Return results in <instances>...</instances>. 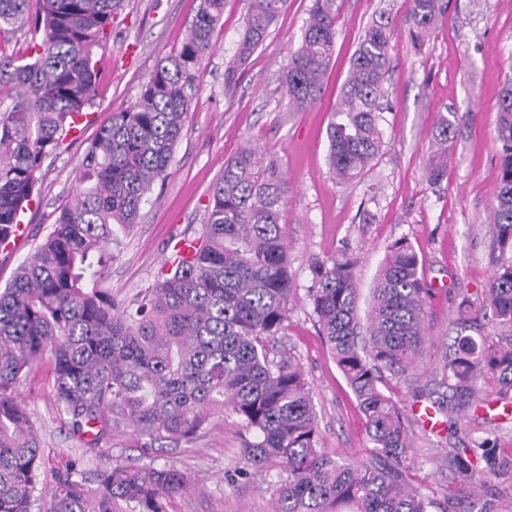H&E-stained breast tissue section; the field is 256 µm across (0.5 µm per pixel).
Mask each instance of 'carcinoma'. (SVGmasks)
I'll use <instances>...</instances> for the list:
<instances>
[{"mask_svg":"<svg viewBox=\"0 0 512 512\" xmlns=\"http://www.w3.org/2000/svg\"><path fill=\"white\" fill-rule=\"evenodd\" d=\"M124 0H0V32L30 35L27 52H0V246L36 192L44 158L96 99L93 50ZM407 34L419 45L443 11L442 0H410ZM287 0H250L232 62L238 70L263 45ZM224 0H201L180 50L162 59L128 108L112 113L77 166L78 189L53 230L0 288V512H32L39 489L48 512H167L192 486L173 468L119 464L90 482L74 460L47 466L40 438L15 388L48 360L60 412L93 448L128 426L152 448L193 437L211 413L228 409L251 435L243 454L256 468L277 459L288 474L278 512H428L403 466L406 418L388 396L384 373L413 370L424 344L427 288L406 238L387 249L371 291L366 326L357 317V257L346 251L312 266L309 292L324 342L351 388L374 453L368 462L333 458L320 448L312 389L298 363L269 357V342L292 309L288 228L281 223L288 181L278 160L241 148L212 188L206 223L175 253L162 281L119 303L101 288L119 245L140 219L152 186L166 177L184 118L198 93L197 72L213 54ZM336 0H312L302 38L280 82L295 109L321 99L336 44ZM390 23L367 26L327 128L328 163L350 182L373 168L383 145L381 103L390 64ZM499 192L490 217L500 263L487 294L492 317L512 332V78L497 101ZM457 113L432 131L439 155L455 138ZM457 323L442 370L441 412L477 399L491 379L512 400V336L494 342ZM448 469L465 482L473 448H451ZM445 512H485L475 497L448 494Z\"/></svg>","mask_w":512,"mask_h":512,"instance_id":"1","label":"carcinoma"}]
</instances>
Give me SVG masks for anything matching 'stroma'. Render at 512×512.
<instances>
[{
  "label": "stroma",
  "mask_w": 512,
  "mask_h": 512,
  "mask_svg": "<svg viewBox=\"0 0 512 512\" xmlns=\"http://www.w3.org/2000/svg\"><path fill=\"white\" fill-rule=\"evenodd\" d=\"M423 46L406 36L409 0H336V46L322 100L304 111L289 107L278 80L302 36L311 0H288L264 45L242 66L235 86L225 87L250 0H226L214 32L217 47L197 75L199 93L185 117L168 176L157 182L138 224L124 239L102 286L119 300L152 287L168 268L175 244L198 232L224 163L244 145L279 161L288 177L282 221L288 226V260L295 288L285 329L271 340L270 356L292 358L312 388L320 445L332 456L369 460L373 452L356 398L318 332L308 290L311 266L340 250L358 258L357 314L365 316L378 267L388 246L408 238L422 261L429 290L419 367L389 379L386 392L407 417L412 450L405 461L410 482L441 512L453 488L444 463L448 449L488 440L499 457H512V406L494 399L497 386L478 383L481 401L456 414L447 428L416 414L443 388L440 365L454 335L462 300L481 308L496 270L489 216L499 191L495 105L512 78V0H443ZM201 0H125L96 48L98 95L77 135L67 137L39 172V194L24 215L25 242L0 253V286L50 233L60 208L76 191L75 168L111 113L132 105L158 61L178 51ZM386 17L397 30L387 76L384 146L375 166L349 184L337 183L327 161L326 128L360 35ZM455 110L460 135L448 152V174L431 184V133L442 108ZM30 413L51 466L82 459L87 473L116 464L173 467L195 486L175 498L169 512H277V488L286 473L274 461L255 470L243 456L244 429L232 412L212 416L190 441L142 447L128 427L113 430L87 451L68 417L57 410L48 366L34 368L16 388ZM487 512H512V481L478 464L468 484Z\"/></svg>",
  "instance_id": "1"
}]
</instances>
